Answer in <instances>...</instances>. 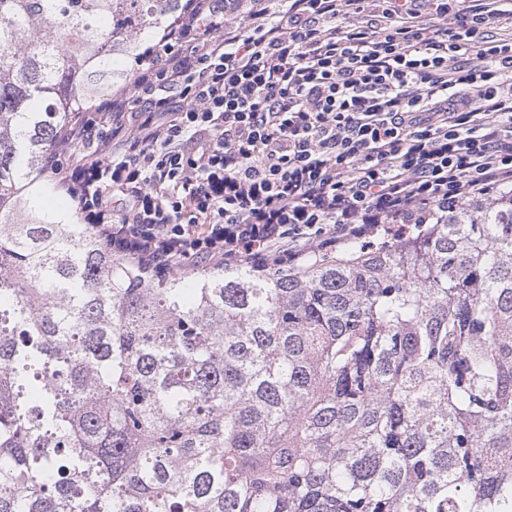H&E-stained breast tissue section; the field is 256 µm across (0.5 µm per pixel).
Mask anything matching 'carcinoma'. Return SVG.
Masks as SVG:
<instances>
[{
	"mask_svg": "<svg viewBox=\"0 0 512 512\" xmlns=\"http://www.w3.org/2000/svg\"><path fill=\"white\" fill-rule=\"evenodd\" d=\"M180 0H0V512H512V190L187 281L34 209Z\"/></svg>",
	"mask_w": 512,
	"mask_h": 512,
	"instance_id": "carcinoma-1",
	"label": "carcinoma"
}]
</instances>
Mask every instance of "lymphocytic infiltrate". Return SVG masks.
I'll return each mask as SVG.
<instances>
[{"mask_svg": "<svg viewBox=\"0 0 512 512\" xmlns=\"http://www.w3.org/2000/svg\"><path fill=\"white\" fill-rule=\"evenodd\" d=\"M189 2L52 168L118 256L299 268L512 188V0Z\"/></svg>", "mask_w": 512, "mask_h": 512, "instance_id": "obj_1", "label": "lymphocytic infiltrate"}]
</instances>
